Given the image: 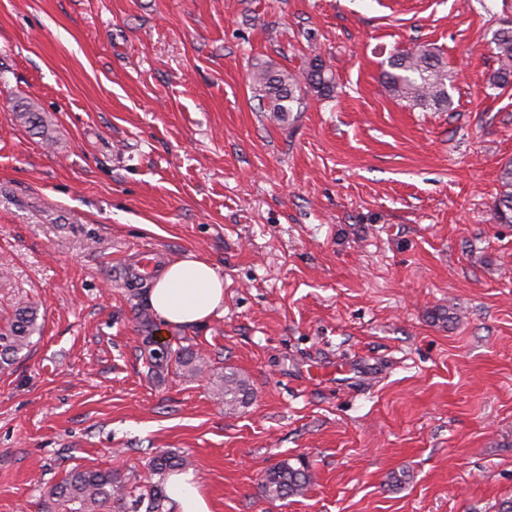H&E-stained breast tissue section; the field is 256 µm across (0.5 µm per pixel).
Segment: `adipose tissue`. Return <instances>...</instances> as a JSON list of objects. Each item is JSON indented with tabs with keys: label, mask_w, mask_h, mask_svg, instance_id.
Instances as JSON below:
<instances>
[{
	"label": "adipose tissue",
	"mask_w": 512,
	"mask_h": 512,
	"mask_svg": "<svg viewBox=\"0 0 512 512\" xmlns=\"http://www.w3.org/2000/svg\"><path fill=\"white\" fill-rule=\"evenodd\" d=\"M146 301L165 332L205 324L224 306V280L205 261L170 263L153 281ZM174 512H213L194 473H175L166 481Z\"/></svg>",
	"instance_id": "obj_1"
}]
</instances>
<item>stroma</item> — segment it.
<instances>
[{"mask_svg":"<svg viewBox=\"0 0 512 512\" xmlns=\"http://www.w3.org/2000/svg\"><path fill=\"white\" fill-rule=\"evenodd\" d=\"M512 0H0V512H45L74 469L151 478L185 456L214 512H497L512 498ZM434 47L453 108L390 95L391 54ZM320 56L330 97L288 123L255 65ZM30 103L44 133L20 123ZM207 260L224 312L169 336L125 256ZM249 385L224 404V375ZM305 463L300 496L260 483ZM498 59V68L489 77V85L505 88L512 84V21H502L492 38ZM500 193L497 200V216L503 223H512V161L505 164L499 172ZM37 312L26 310L18 313L10 327L0 332V366L10 364L20 352L26 349L37 326ZM141 352L148 360L152 369L168 365L174 360L180 367H189L190 372L195 374L201 371L200 358L196 359L187 348L172 350L169 347L158 346L153 336H146L142 340Z\"/></svg>","mask_w":512,"mask_h":512,"instance_id":"1","label":"stroma"}]
</instances>
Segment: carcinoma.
<instances>
[{"instance_id":"cac0c4a2","label":"carcinoma","mask_w":512,"mask_h":512,"mask_svg":"<svg viewBox=\"0 0 512 512\" xmlns=\"http://www.w3.org/2000/svg\"><path fill=\"white\" fill-rule=\"evenodd\" d=\"M498 68L489 77V85L505 88L512 84V21H502L493 34ZM251 81L259 100L260 111L269 113L280 123L288 121L294 110L301 109L304 91L313 90L320 97H328L334 89V79L326 70L320 56L310 59L302 75L258 64L251 73ZM381 82L393 95L422 108L447 112L452 108L448 92L447 66L439 54L426 45L400 50L388 60V69L381 74ZM500 193L497 200L498 219L512 223V161L499 172ZM37 326V312L18 313L10 327L0 332V366L8 365L26 349ZM141 352L152 368L170 362L201 371L199 360L188 349L173 350L158 346L151 336L142 340ZM245 391L244 382L235 376L224 378V400L236 402ZM187 460L172 452H163L149 461L151 475L157 480L143 486H133L110 470L77 469L48 492L54 508L63 512H170L165 489L166 477L184 469ZM311 483V475L304 463L294 466L284 460L271 468L261 485V493L268 498H286L302 494Z\"/></svg>"}]
</instances>
